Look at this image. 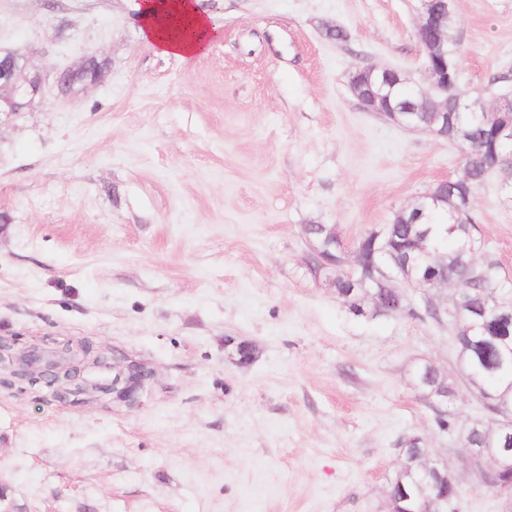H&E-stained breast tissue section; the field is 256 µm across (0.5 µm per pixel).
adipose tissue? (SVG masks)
Instances as JSON below:
<instances>
[{"mask_svg": "<svg viewBox=\"0 0 512 512\" xmlns=\"http://www.w3.org/2000/svg\"><path fill=\"white\" fill-rule=\"evenodd\" d=\"M140 33L162 54L188 59L207 50L217 26L196 0H144Z\"/></svg>", "mask_w": 512, "mask_h": 512, "instance_id": "obj_1", "label": "adipose tissue"}]
</instances>
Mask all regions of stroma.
I'll use <instances>...</instances> for the list:
<instances>
[{
    "label": "stroma",
    "instance_id": "1",
    "mask_svg": "<svg viewBox=\"0 0 512 512\" xmlns=\"http://www.w3.org/2000/svg\"><path fill=\"white\" fill-rule=\"evenodd\" d=\"M198 3L219 35L182 60L142 39L138 0H0V50L44 79L0 126V338L153 372L132 404L0 382V512H383L409 438L454 470V512H512L459 462L466 428L501 419L453 332L355 317L307 265L305 225L355 246L459 173L461 147L349 88L371 65L426 86L415 0ZM455 10L461 85L512 95V0ZM91 58L62 95L54 72ZM474 215L476 261L512 288L498 176ZM422 362L449 406L416 387ZM414 380L425 393L432 394L433 400L440 401L438 396H442L449 401L455 394L454 383L428 363L419 364L415 368Z\"/></svg>",
    "mask_w": 512,
    "mask_h": 512
}]
</instances>
